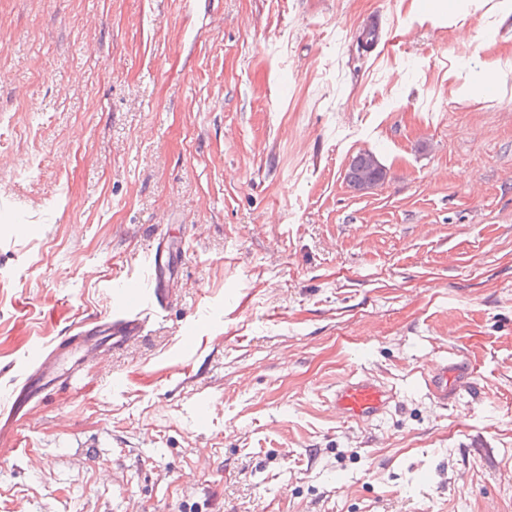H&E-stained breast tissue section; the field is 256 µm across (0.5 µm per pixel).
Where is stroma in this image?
<instances>
[{
	"label": "stroma",
	"instance_id": "35a3bbf8",
	"mask_svg": "<svg viewBox=\"0 0 512 512\" xmlns=\"http://www.w3.org/2000/svg\"><path fill=\"white\" fill-rule=\"evenodd\" d=\"M162 234L174 301L8 420L0 512H512L501 0H0V412ZM359 173H362L364 176H367L376 182L383 181L386 176V173H384L382 168L373 166L370 153L367 152L357 155L352 159L349 165L346 178H348V181L353 188H355L354 184L356 183ZM393 401L380 381L367 376H351L336 386L333 406L336 415L348 422H369L379 418Z\"/></svg>",
	"mask_w": 512,
	"mask_h": 512
}]
</instances>
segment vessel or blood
<instances>
[{"label": "vessel or blood", "mask_w": 512, "mask_h": 512, "mask_svg": "<svg viewBox=\"0 0 512 512\" xmlns=\"http://www.w3.org/2000/svg\"><path fill=\"white\" fill-rule=\"evenodd\" d=\"M167 242H160L151 260V272L146 282L131 279L118 280V292L113 312L99 325L97 333L112 347H119L144 329V319L136 312V305L163 307L169 303L165 285L164 255ZM85 339L71 336L69 341L50 346H37L29 353L31 371L24 382L10 394L13 411L30 414L31 402L52 386L62 372L71 371L80 364V352ZM393 395L380 381L366 376H352L336 387L333 405L338 417L349 422H369L379 418L388 409Z\"/></svg>", "instance_id": "b4317fda"}]
</instances>
